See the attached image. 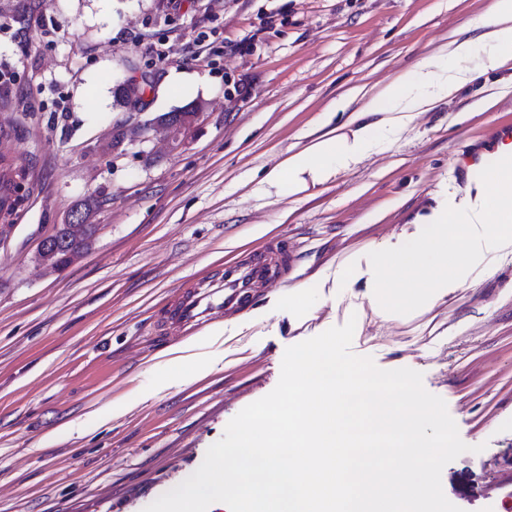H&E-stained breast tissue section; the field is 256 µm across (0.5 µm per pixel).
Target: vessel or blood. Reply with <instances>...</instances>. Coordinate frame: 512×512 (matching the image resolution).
<instances>
[{"mask_svg":"<svg viewBox=\"0 0 512 512\" xmlns=\"http://www.w3.org/2000/svg\"><path fill=\"white\" fill-rule=\"evenodd\" d=\"M512 139V124L497 132L496 144L482 151L461 155L460 168L475 173L505 157L501 142ZM292 266L287 241L267 242L258 252L224 262L212 272L202 274L166 305L154 330L161 336H185L225 316L242 312L258 288L280 282Z\"/></svg>","mask_w":512,"mask_h":512,"instance_id":"obj_1","label":"vessel or blood"}]
</instances>
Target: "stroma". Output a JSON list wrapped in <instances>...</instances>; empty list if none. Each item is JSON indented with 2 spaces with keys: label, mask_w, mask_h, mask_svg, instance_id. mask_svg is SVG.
<instances>
[{
  "label": "stroma",
  "mask_w": 512,
  "mask_h": 512,
  "mask_svg": "<svg viewBox=\"0 0 512 512\" xmlns=\"http://www.w3.org/2000/svg\"><path fill=\"white\" fill-rule=\"evenodd\" d=\"M488 0H0V128L28 196L0 247V512H144L202 464L228 422L277 385L285 349L355 319L350 350L408 367L444 399L470 452L441 475L462 512H512V243L431 313L373 311L368 253L416 237L446 206L477 211L482 182L456 164L512 122V59ZM473 40L454 97L386 135L325 184L293 196L262 178L360 108L350 90L437 69ZM154 83L142 107L114 88L129 64ZM203 101L183 149L139 127ZM120 143H113V136ZM88 252L49 272L42 238L88 196ZM288 241L287 281L206 326L187 360L152 333L161 307L225 259ZM309 288L305 304L293 297ZM205 377H197L196 367ZM100 410L83 436L61 425Z\"/></svg>",
  "instance_id": "1"
}]
</instances>
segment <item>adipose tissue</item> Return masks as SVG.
Instances as JSON below:
<instances>
[{
	"mask_svg": "<svg viewBox=\"0 0 512 512\" xmlns=\"http://www.w3.org/2000/svg\"><path fill=\"white\" fill-rule=\"evenodd\" d=\"M468 80L461 70L437 73L421 67L404 72L370 95L352 116L349 132L328 131L288 155L266 179L289 195L325 183L337 167L359 161L386 133L408 126L419 113L447 100Z\"/></svg>",
	"mask_w": 512,
	"mask_h": 512,
	"instance_id": "obj_1",
	"label": "adipose tissue"
}]
</instances>
